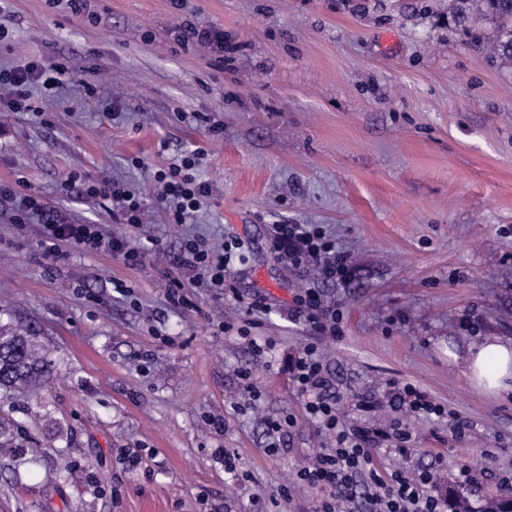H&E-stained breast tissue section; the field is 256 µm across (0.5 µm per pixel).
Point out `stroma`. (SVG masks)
Returning a JSON list of instances; mask_svg holds the SVG:
<instances>
[{
  "label": "stroma",
  "instance_id": "35a3bbf8",
  "mask_svg": "<svg viewBox=\"0 0 512 512\" xmlns=\"http://www.w3.org/2000/svg\"><path fill=\"white\" fill-rule=\"evenodd\" d=\"M446 7L91 0L93 21L64 0H15L0 67L42 58L69 74L39 98L43 116L0 112V179L69 223L125 236L140 260L46 258L39 224L0 210V325L37 336L54 359L47 385L0 394L13 439L0 453V512H253L258 499L267 512H314L317 492L280 496L332 444L289 373L310 343L348 424L410 432L406 451L379 445L381 471L431 470L434 494L457 489L477 508L501 498L512 400L472 388L448 353L512 338V67ZM185 23L223 31L225 53L177 41ZM196 148L212 195L189 223H169L151 171ZM71 173L136 189L144 224L63 193ZM276 224L322 227L349 254V278L288 267L272 250ZM190 234L240 244L223 288L179 267ZM178 286L187 303L174 307ZM309 288L340 309L338 337L292 319ZM259 298L264 309L250 311ZM254 339L275 347L257 355ZM407 384L444 416L401 407L394 393ZM364 393L376 412L356 409ZM286 414L296 424L270 454L265 420ZM464 464L485 472L481 485H458Z\"/></svg>",
  "mask_w": 512,
  "mask_h": 512
}]
</instances>
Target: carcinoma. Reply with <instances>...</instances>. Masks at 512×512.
Instances as JSON below:
<instances>
[{"label": "carcinoma", "instance_id": "carcinoma-1", "mask_svg": "<svg viewBox=\"0 0 512 512\" xmlns=\"http://www.w3.org/2000/svg\"><path fill=\"white\" fill-rule=\"evenodd\" d=\"M448 14L465 31L488 25L496 58L512 61V0H449ZM50 374L46 351L35 337L21 329L0 327V390L11 392L36 386Z\"/></svg>", "mask_w": 512, "mask_h": 512}]
</instances>
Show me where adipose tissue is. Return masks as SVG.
<instances>
[{"label": "adipose tissue", "instance_id": "obj_1", "mask_svg": "<svg viewBox=\"0 0 512 512\" xmlns=\"http://www.w3.org/2000/svg\"><path fill=\"white\" fill-rule=\"evenodd\" d=\"M466 363L473 388L492 395L512 392V340L484 339L469 347Z\"/></svg>", "mask_w": 512, "mask_h": 512}]
</instances>
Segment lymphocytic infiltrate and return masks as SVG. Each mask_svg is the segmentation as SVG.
<instances>
[{
	"label": "lymphocytic infiltrate",
	"instance_id": "obj_1",
	"mask_svg": "<svg viewBox=\"0 0 512 512\" xmlns=\"http://www.w3.org/2000/svg\"><path fill=\"white\" fill-rule=\"evenodd\" d=\"M66 73V67L51 61H30L11 69H0V112L40 115L34 88H56L62 84ZM200 156L197 150L182 154L153 173L160 188L158 199L171 223L183 224L193 219L211 195L210 184L197 174ZM62 189L108 201L114 218L123 223L137 225L141 222L142 199L124 185L73 174ZM4 203L11 205L15 223L39 222L42 243L49 257H60L62 246L67 245L87 252L105 250L128 263L138 260L136 251L128 249L124 240L105 234L100 225L68 223L58 211L47 206L41 196L20 192L13 184L0 180V205ZM272 248L296 270L305 272L317 268L325 281L345 279L350 272L348 254L337 248L335 241L320 227L312 224L274 225ZM232 257V248L211 247L205 239L191 237L183 242L181 264L210 287L220 288ZM293 315L317 333L334 335L339 331V309L325 304L315 289H306L295 298ZM292 382L306 398L307 413L335 440L333 447L321 449L313 462L299 469L295 476L296 483L324 492L320 512H336V501L351 499L353 487L360 483L370 490L368 512H443L445 500L430 492V472L424 471L411 478L402 472L385 476L378 471L374 464V447L388 435L401 446L409 442L410 436L399 428L387 435L377 429L347 425L315 345L304 347L294 365Z\"/></svg>",
	"mask_w": 512,
	"mask_h": 512
}]
</instances>
